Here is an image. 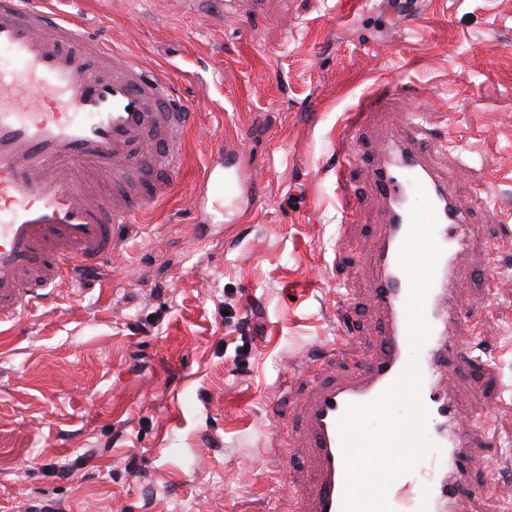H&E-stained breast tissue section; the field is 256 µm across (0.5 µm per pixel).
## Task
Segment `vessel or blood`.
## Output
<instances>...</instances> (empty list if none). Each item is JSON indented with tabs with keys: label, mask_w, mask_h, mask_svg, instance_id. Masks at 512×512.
I'll return each instance as SVG.
<instances>
[{
	"label": "vessel or blood",
	"mask_w": 512,
	"mask_h": 512,
	"mask_svg": "<svg viewBox=\"0 0 512 512\" xmlns=\"http://www.w3.org/2000/svg\"><path fill=\"white\" fill-rule=\"evenodd\" d=\"M0 49L13 64L0 68V327L52 300L58 288L79 282L86 266L111 262L120 232L168 196L183 163L181 138L195 115L175 84L137 57L89 34L77 21L49 12L43 0H0ZM438 135L413 116L399 120L378 144L381 158L371 184L386 204L370 286L386 314L374 354L351 353L348 331L324 345L316 369L348 355L354 378L313 385L304 416L305 436L289 438V452L310 454L309 477L288 475L285 512H343L346 471L339 422L353 405L378 397L407 369L410 345L408 281L398 265L409 227L394 205L422 184L438 218L443 253L424 304L431 327L420 347L419 401L427 412L433 447L393 480L392 512H456L466 493L471 453L485 428L465 420L451 382L473 343L461 324L451 288L457 279L462 228L474 218L448 179L430 162ZM224 176L204 166L195 187L235 193L248 172L243 157L226 160Z\"/></svg>",
	"instance_id": "b4317fda"
}]
</instances>
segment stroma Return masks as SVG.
I'll return each instance as SVG.
<instances>
[{
  "instance_id": "obj_1",
  "label": "stroma",
  "mask_w": 512,
  "mask_h": 512,
  "mask_svg": "<svg viewBox=\"0 0 512 512\" xmlns=\"http://www.w3.org/2000/svg\"><path fill=\"white\" fill-rule=\"evenodd\" d=\"M169 76L196 114L187 170L143 214L95 287L76 285L0 336V512H275L306 459L274 452L281 382L305 400L310 351L333 341L344 292L354 346L383 312L367 286L381 87L435 127L457 196L482 208L458 257L462 318L480 313L481 370L461 365L463 418L488 419L458 512H512V0H47ZM264 191L191 207L215 146ZM355 156L336 183L339 149ZM152 321L150 334L134 329ZM401 93L397 89H393L391 93H385L378 97L369 107L353 112L346 125L347 137L354 139L357 131L366 123L371 112L375 109L376 104L390 103L401 99Z\"/></svg>"
}]
</instances>
